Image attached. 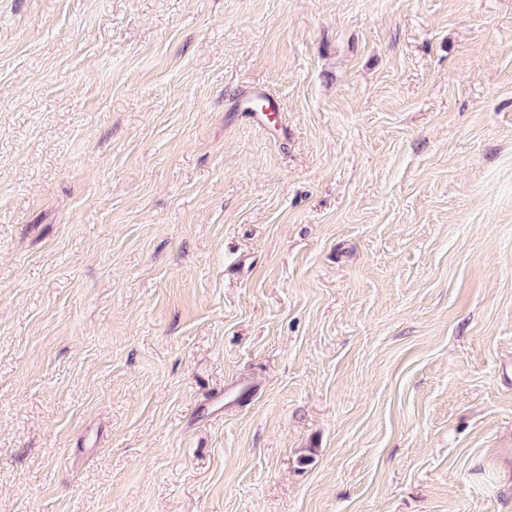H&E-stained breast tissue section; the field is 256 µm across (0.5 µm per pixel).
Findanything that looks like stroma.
<instances>
[{"mask_svg": "<svg viewBox=\"0 0 512 512\" xmlns=\"http://www.w3.org/2000/svg\"><path fill=\"white\" fill-rule=\"evenodd\" d=\"M0 512H512V0H0Z\"/></svg>", "mask_w": 512, "mask_h": 512, "instance_id": "35a3bbf8", "label": "stroma"}]
</instances>
